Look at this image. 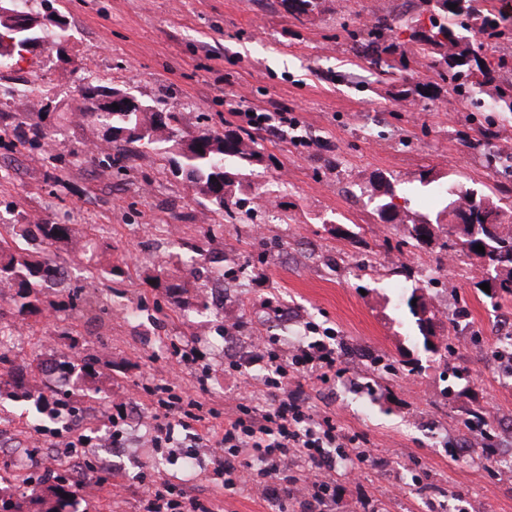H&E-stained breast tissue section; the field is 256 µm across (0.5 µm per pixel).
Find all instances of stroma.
Listing matches in <instances>:
<instances>
[{"instance_id": "stroma-1", "label": "stroma", "mask_w": 512, "mask_h": 512, "mask_svg": "<svg viewBox=\"0 0 512 512\" xmlns=\"http://www.w3.org/2000/svg\"><path fill=\"white\" fill-rule=\"evenodd\" d=\"M68 38L44 44L0 70V225L38 217L94 234L93 257L55 249L68 265L62 284L43 289L39 315H13L0 296V354L50 362L64 351L94 362L87 386L50 378L70 392L71 431L83 437L70 459L60 423L0 387V497L21 499L59 478H78V512H144L155 489L197 501L209 512H512V381L495 367L501 326L512 300L491 304L477 261L439 245L408 244L405 225L380 223L367 188L378 175L399 182L431 172L440 180L496 194L512 174L488 166L473 146L480 131L512 146V119L476 112L424 64L409 83H436L434 99L402 98L358 57L343 24L392 16L400 43L420 18L417 0H318L295 20L280 0H55ZM32 81L29 96L20 84ZM96 81L125 89L162 112H179L190 132L223 133L230 109L279 112L296 127L256 132L264 154L237 190L246 206L273 201L261 221L227 217L201 195L171 153L154 145L101 144L83 122L80 87ZM40 122L46 137L20 142L18 122ZM212 224L209 238L201 226ZM205 261L191 263L187 244ZM120 266L119 276L94 269ZM194 280L197 291L173 302L154 276ZM451 283L439 293L428 278ZM423 285L436 314L447 362L426 352L406 300ZM281 362L321 344L340 368L329 382H304L314 420L333 418L330 492L314 500L301 485L304 459L289 468L284 502L230 492L214 457L176 427L173 445H155V418L176 417L189 402L223 410L271 399L262 366L250 365L255 338ZM395 362L383 372L378 362ZM471 382L443 393L448 367ZM169 387L178 409L156 403ZM125 408L120 445L112 415ZM475 409L493 429L495 463L483 457ZM194 461L193 480L184 476Z\"/></svg>"}]
</instances>
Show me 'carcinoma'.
<instances>
[{
	"instance_id": "obj_1",
	"label": "carcinoma",
	"mask_w": 512,
	"mask_h": 512,
	"mask_svg": "<svg viewBox=\"0 0 512 512\" xmlns=\"http://www.w3.org/2000/svg\"><path fill=\"white\" fill-rule=\"evenodd\" d=\"M318 0H280V5L288 15L296 20L309 17L314 12ZM455 8H449V5ZM423 11L428 13L429 27L420 26L410 35L412 49L407 51L392 37L393 26L386 18H379L373 24L359 30L347 31V37L357 52L375 70L377 76L392 84H399L397 94L406 97L412 93L425 98L431 91L429 83L406 88L403 72L410 61L423 62L437 72L438 77L448 83L453 93L470 102L475 108H490L494 112L512 115V60L502 55L493 60L482 59L483 78L475 80L470 71V62L481 56L486 46L512 35V16L493 5L492 0H423ZM55 40L64 37V30H32L12 35L14 47L0 48V67H10L12 56L20 54L26 43L32 39ZM113 89L101 85L88 84L83 89L88 102L82 119L100 127L102 141L106 144L116 140L114 133L129 132L124 140L129 144L146 140L150 143L167 144L173 142L181 146L183 162L179 168H187L199 190L210 198L212 205L235 216L241 208V199L236 196L237 178L252 171V166L262 161L264 154L257 148L256 139L250 134L226 130L224 134L201 132L190 134L182 127V117L178 112L165 113L166 129L159 132L155 127L154 112H140L137 107L119 108L94 107L95 97H110ZM18 138L37 141L44 137L39 123L22 122L17 125ZM418 182L428 187L444 203L448 214V224H460L449 236H457L464 242L473 235L486 239L491 261L490 270L498 281L497 287L490 289L487 297L506 299L512 297V192L506 190L497 199L489 198L474 189H465L453 182H440L430 177V173L419 175ZM378 187L388 201L378 205V216L384 224H407L410 237L418 246H429L436 234L422 238L420 224L441 228L440 218L435 220H413L393 203L395 189L391 181L379 179ZM501 220L503 227H495V233L474 230L472 224H483L487 218ZM63 246L69 250L91 253L97 242L88 234L82 238L75 235L69 224H59L47 220L37 223L10 224L8 230L0 231V290L6 292L12 313L31 316L41 313V292L53 282L56 261L50 257L52 248ZM407 306L425 348L448 361L450 346L441 347L431 342L435 336L436 315L422 298L411 294ZM55 369L63 375L79 378H93L96 370L89 361L76 362L69 354H62L55 363ZM39 366L25 362L13 364L0 373V385L14 390L18 398L31 402L37 411L48 400L50 385L44 383L35 390L32 380ZM50 499L33 497L30 502L41 506L37 512H77L76 490L74 485L62 479L49 489Z\"/></svg>"
}]
</instances>
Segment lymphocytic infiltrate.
I'll return each mask as SVG.
<instances>
[{"mask_svg": "<svg viewBox=\"0 0 512 512\" xmlns=\"http://www.w3.org/2000/svg\"><path fill=\"white\" fill-rule=\"evenodd\" d=\"M251 362L264 365L270 373L269 385L284 391L285 396L261 411L237 404L223 427L208 430L205 442L224 467L225 489L247 487L268 498L287 495V488L279 486L276 478L287 472L294 459L304 456L312 463L303 480L304 490L315 498L326 495L330 486L321 473L332 464L326 454L336 443L332 418H323L315 427L307 425L303 403L287 391V369L276 359H265L260 351L254 353ZM243 448L262 450V468L251 472L239 464L238 454Z\"/></svg>", "mask_w": 512, "mask_h": 512, "instance_id": "obj_1", "label": "lymphocytic infiltrate"}]
</instances>
